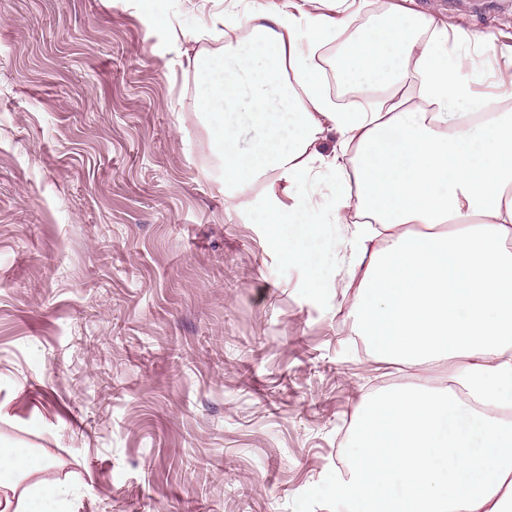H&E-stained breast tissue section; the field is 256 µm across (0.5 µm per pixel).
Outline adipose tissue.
<instances>
[{
	"label": "adipose tissue",
	"mask_w": 512,
	"mask_h": 512,
	"mask_svg": "<svg viewBox=\"0 0 512 512\" xmlns=\"http://www.w3.org/2000/svg\"><path fill=\"white\" fill-rule=\"evenodd\" d=\"M363 0H282L247 13L217 10L208 26L172 40L222 39L244 29L230 54L188 57L206 149L224 182V206L254 203L286 255L312 253L287 224L342 225L357 282L353 329L395 363L451 360L445 388L381 392L362 408L339 477L351 512H512V107L476 96L475 52L496 49L512 85V45L494 34L449 32L414 0H385L381 18L346 36ZM342 35L338 81L369 99L346 110L330 99L315 54ZM415 78V100L400 98ZM254 136L240 149L237 131ZM334 132L331 152L318 143ZM332 171L325 214L316 185ZM41 455L0 448V512H73V486L47 483Z\"/></svg>",
	"instance_id": "adipose-tissue-1"
}]
</instances>
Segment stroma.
I'll use <instances>...</instances> for the list:
<instances>
[{"label": "stroma", "mask_w": 512, "mask_h": 512, "mask_svg": "<svg viewBox=\"0 0 512 512\" xmlns=\"http://www.w3.org/2000/svg\"><path fill=\"white\" fill-rule=\"evenodd\" d=\"M512 45V0H416ZM196 0H0V448H35L74 512H347L360 406L443 387L354 338L342 225L294 224L286 258L224 207L186 53ZM499 53L478 96L512 104Z\"/></svg>", "instance_id": "1"}]
</instances>
